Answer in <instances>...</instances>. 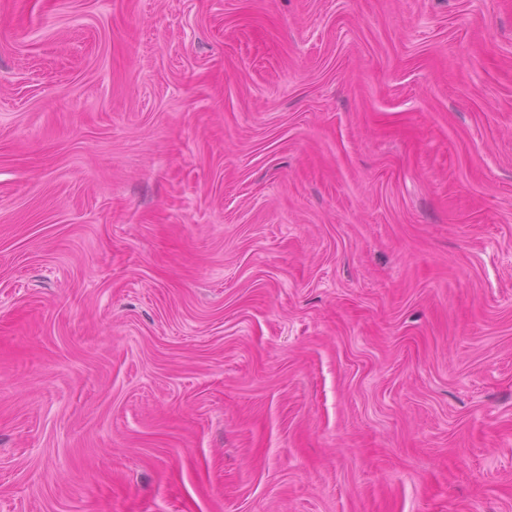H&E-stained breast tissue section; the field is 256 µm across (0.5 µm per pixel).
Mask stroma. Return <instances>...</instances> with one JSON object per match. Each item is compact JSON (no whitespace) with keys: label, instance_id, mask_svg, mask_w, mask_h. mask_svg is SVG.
I'll list each match as a JSON object with an SVG mask.
<instances>
[{"label":"stroma","instance_id":"1","mask_svg":"<svg viewBox=\"0 0 512 512\" xmlns=\"http://www.w3.org/2000/svg\"><path fill=\"white\" fill-rule=\"evenodd\" d=\"M0 512H512V0H0Z\"/></svg>","mask_w":512,"mask_h":512}]
</instances>
